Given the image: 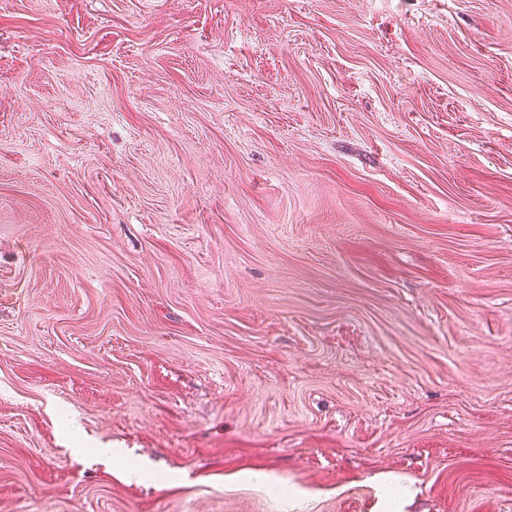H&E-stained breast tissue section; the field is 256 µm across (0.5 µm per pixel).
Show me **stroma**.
Masks as SVG:
<instances>
[{"label": "stroma", "mask_w": 512, "mask_h": 512, "mask_svg": "<svg viewBox=\"0 0 512 512\" xmlns=\"http://www.w3.org/2000/svg\"><path fill=\"white\" fill-rule=\"evenodd\" d=\"M390 472L512 512V0H0V512Z\"/></svg>", "instance_id": "35a3bbf8"}]
</instances>
